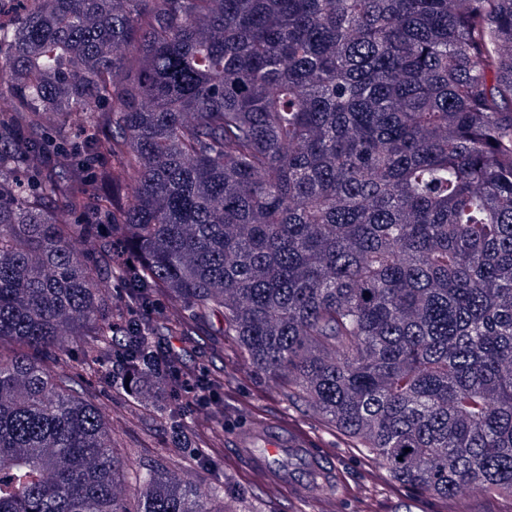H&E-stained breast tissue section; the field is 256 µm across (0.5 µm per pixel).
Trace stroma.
I'll return each mask as SVG.
<instances>
[{
	"label": "stroma",
	"instance_id": "35a3bbf8",
	"mask_svg": "<svg viewBox=\"0 0 512 512\" xmlns=\"http://www.w3.org/2000/svg\"><path fill=\"white\" fill-rule=\"evenodd\" d=\"M214 333V322L204 320L194 336L169 340L170 345L181 350L183 360L195 374L223 371L220 398L205 409L183 405L181 397L175 395L163 401L161 409L146 411L105 380L73 378L76 392L92 396L109 412L117 432L114 446L119 456L136 465L164 459L169 435L163 415L179 405L189 433L213 427L223 430L224 441L220 448L204 449V456L210 460L207 468H198L191 457L179 458L174 469L176 477L185 484L200 481L221 488L230 494L240 512H447L446 502L405 490L379 475L359 449L336 442L327 434L317 416L289 408L272 381L255 371L232 341L217 345ZM261 424L299 431L334 459L337 482L346 490L334 510L309 498H294L290 487H271L263 472L239 456L238 436Z\"/></svg>",
	"mask_w": 512,
	"mask_h": 512
}]
</instances>
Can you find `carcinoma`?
<instances>
[{
	"label": "carcinoma",
	"instance_id": "1",
	"mask_svg": "<svg viewBox=\"0 0 512 512\" xmlns=\"http://www.w3.org/2000/svg\"><path fill=\"white\" fill-rule=\"evenodd\" d=\"M21 2L0 22V512H224L161 464L118 493L112 421L62 368L77 348L159 398L158 333L208 316L401 486L512 500V0ZM158 291L169 314L141 315Z\"/></svg>",
	"mask_w": 512,
	"mask_h": 512
}]
</instances>
